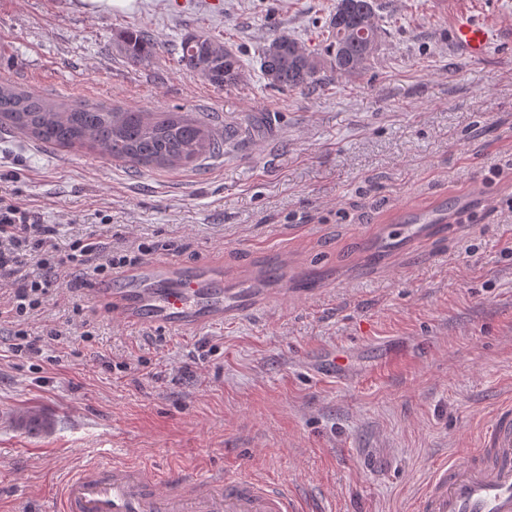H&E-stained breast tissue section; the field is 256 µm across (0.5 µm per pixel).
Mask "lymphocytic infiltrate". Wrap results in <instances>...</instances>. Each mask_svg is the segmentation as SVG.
I'll use <instances>...</instances> for the list:
<instances>
[{
  "label": "lymphocytic infiltrate",
  "mask_w": 512,
  "mask_h": 512,
  "mask_svg": "<svg viewBox=\"0 0 512 512\" xmlns=\"http://www.w3.org/2000/svg\"><path fill=\"white\" fill-rule=\"evenodd\" d=\"M144 241L110 246L90 231L59 242L53 225L42 223L16 187L0 179V319L11 326L15 355L38 359L43 354L29 322L44 313L61 290L109 279L113 270L134 266L152 255Z\"/></svg>",
  "instance_id": "1"
}]
</instances>
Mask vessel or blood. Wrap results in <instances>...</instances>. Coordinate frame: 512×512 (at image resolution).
<instances>
[{
    "mask_svg": "<svg viewBox=\"0 0 512 512\" xmlns=\"http://www.w3.org/2000/svg\"><path fill=\"white\" fill-rule=\"evenodd\" d=\"M452 39L465 57L481 60L496 27L453 11ZM441 213H417L401 228L415 238ZM95 294L127 326L168 332L223 323L277 305L281 291L249 282H227L222 269L199 264L186 269L159 262L147 271L123 274L118 287ZM57 512H301L285 484L212 469L198 474H163L145 464L100 462L80 469L64 485ZM416 512H512V405L496 411L477 454L437 468L418 498Z\"/></svg>",
    "mask_w": 512,
    "mask_h": 512,
    "instance_id": "1",
    "label": "vessel or blood"
}]
</instances>
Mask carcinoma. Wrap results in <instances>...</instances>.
Segmentation results:
<instances>
[{"instance_id":"obj_1","label":"carcinoma","mask_w":512,"mask_h":512,"mask_svg":"<svg viewBox=\"0 0 512 512\" xmlns=\"http://www.w3.org/2000/svg\"><path fill=\"white\" fill-rule=\"evenodd\" d=\"M336 5L328 23L325 51L310 53L286 35H275L262 47L260 66L272 87L305 90L315 87L325 70L346 76L370 68L377 49L367 50L360 31L369 29L379 43L386 35L374 0H336ZM116 44L138 61L159 49L148 32L136 29L119 33ZM180 47V62L187 74L217 86L240 80L241 59L224 44L203 33L189 32ZM3 126L49 147L97 149L134 169H175L224 153V134L209 119L179 111L149 114L139 109H114L81 100L59 110L34 93L0 85V128Z\"/></svg>"}]
</instances>
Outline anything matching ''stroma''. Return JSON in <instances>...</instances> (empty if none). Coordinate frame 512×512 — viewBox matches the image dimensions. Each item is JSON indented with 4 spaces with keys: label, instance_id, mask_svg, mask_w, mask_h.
I'll return each instance as SVG.
<instances>
[{
    "label": "stroma",
    "instance_id": "stroma-1",
    "mask_svg": "<svg viewBox=\"0 0 512 512\" xmlns=\"http://www.w3.org/2000/svg\"><path fill=\"white\" fill-rule=\"evenodd\" d=\"M377 3L387 35L367 72L280 91L260 48L274 30L322 48L336 0H0V84L226 133L223 155L136 172L2 127L0 175L44 223L64 235L107 215L113 242L240 282L290 260L276 307L185 335L128 328L76 288L33 329L65 325L78 301L98 334L44 340L39 371L0 325V512H51L72 472L112 459L285 483L312 512H415L433 470L478 449L512 402V34L475 63L437 0ZM124 29L160 50L129 59ZM189 31L237 49L242 79L181 70ZM439 207L446 231L380 250L384 225ZM329 352L360 377H319ZM32 414L47 429H22Z\"/></svg>",
    "mask_w": 512,
    "mask_h": 512
}]
</instances>
